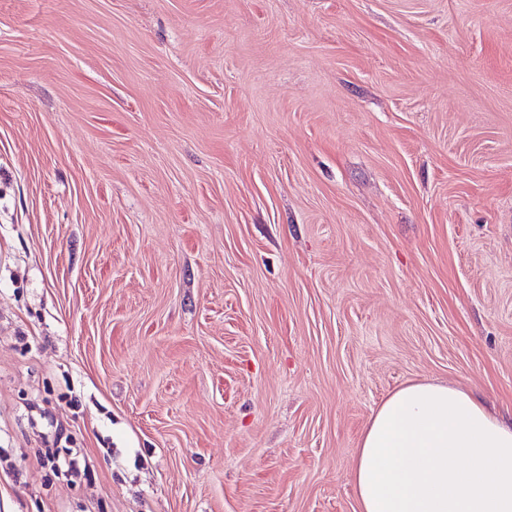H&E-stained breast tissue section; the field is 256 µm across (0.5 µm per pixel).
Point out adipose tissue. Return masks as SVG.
Listing matches in <instances>:
<instances>
[{"instance_id": "obj_1", "label": "adipose tissue", "mask_w": 512, "mask_h": 512, "mask_svg": "<svg viewBox=\"0 0 512 512\" xmlns=\"http://www.w3.org/2000/svg\"><path fill=\"white\" fill-rule=\"evenodd\" d=\"M358 512H512V424L437 382L374 412L353 472Z\"/></svg>"}]
</instances>
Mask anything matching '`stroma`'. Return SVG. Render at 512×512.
Instances as JSON below:
<instances>
[{
  "label": "stroma",
  "instance_id": "stroma-1",
  "mask_svg": "<svg viewBox=\"0 0 512 512\" xmlns=\"http://www.w3.org/2000/svg\"><path fill=\"white\" fill-rule=\"evenodd\" d=\"M415 381L512 420V0H0V512H357ZM38 460H46L51 463L56 470L75 476H84L87 479L91 478L93 470L84 461L83 466L76 456L60 455L58 448H39L35 453Z\"/></svg>",
  "mask_w": 512,
  "mask_h": 512
}]
</instances>
